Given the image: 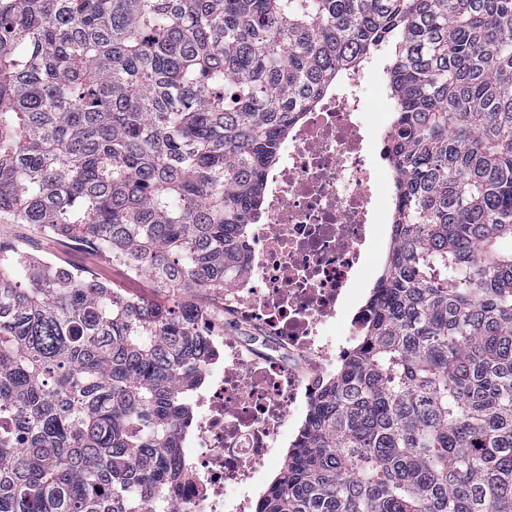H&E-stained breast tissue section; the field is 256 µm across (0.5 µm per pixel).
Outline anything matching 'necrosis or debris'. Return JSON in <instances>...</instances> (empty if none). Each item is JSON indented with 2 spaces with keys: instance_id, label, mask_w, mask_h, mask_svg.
<instances>
[{
  "instance_id": "obj_1",
  "label": "necrosis or debris",
  "mask_w": 512,
  "mask_h": 512,
  "mask_svg": "<svg viewBox=\"0 0 512 512\" xmlns=\"http://www.w3.org/2000/svg\"><path fill=\"white\" fill-rule=\"evenodd\" d=\"M372 117L352 73L301 111L266 183L264 218L243 243L245 270L209 296L200 324L212 357L180 424L188 466L174 490L181 512H255L265 460L299 424L360 339L368 301L360 274L390 247L395 177L384 156L391 114Z\"/></svg>"
}]
</instances>
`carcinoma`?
Instances as JSON below:
<instances>
[{"instance_id":"1","label":"carcinoma","mask_w":512,"mask_h":512,"mask_svg":"<svg viewBox=\"0 0 512 512\" xmlns=\"http://www.w3.org/2000/svg\"><path fill=\"white\" fill-rule=\"evenodd\" d=\"M395 244L258 512H512V0H0V512H178L179 424L303 107L374 53ZM0 242L18 244L36 255L54 260L61 257L74 264L93 269L103 280L115 283L135 296L154 297L150 280L146 276L130 277L122 271L112 268L103 256L94 254L87 246H75L76 250L62 246L55 239L35 233L28 224H0Z\"/></svg>"}]
</instances>
